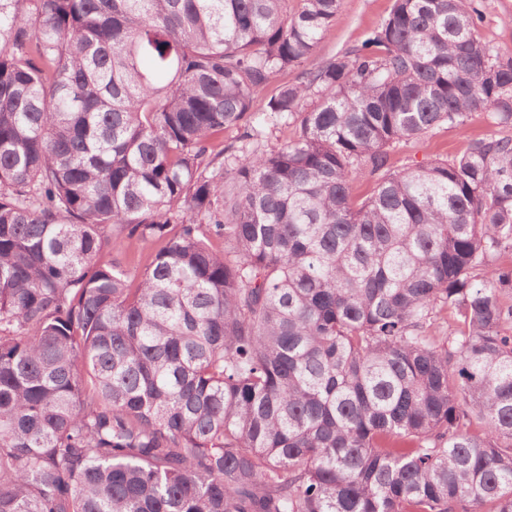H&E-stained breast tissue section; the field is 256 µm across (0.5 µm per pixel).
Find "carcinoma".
<instances>
[{"instance_id":"1","label":"carcinoma","mask_w":512,"mask_h":512,"mask_svg":"<svg viewBox=\"0 0 512 512\" xmlns=\"http://www.w3.org/2000/svg\"><path fill=\"white\" fill-rule=\"evenodd\" d=\"M341 2L0 0V512H512V54ZM392 0H342L336 25L323 40L308 66L320 65L331 56L358 44L366 31L387 18ZM512 135V129H502L489 123L485 112L473 114L466 129L461 130L442 125L427 136L402 143L392 152L396 168L426 163L436 158H445L461 153L468 139Z\"/></svg>"}]
</instances>
